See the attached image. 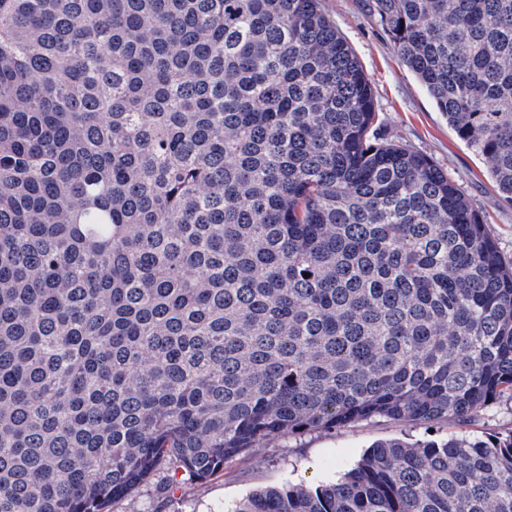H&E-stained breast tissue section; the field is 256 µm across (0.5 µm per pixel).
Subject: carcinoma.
Instances as JSON below:
<instances>
[{"label": "carcinoma", "instance_id": "cac0c4a2", "mask_svg": "<svg viewBox=\"0 0 512 512\" xmlns=\"http://www.w3.org/2000/svg\"><path fill=\"white\" fill-rule=\"evenodd\" d=\"M512 201V0H372ZM320 0H0V512L512 400V261ZM232 512H512V428Z\"/></svg>", "mask_w": 512, "mask_h": 512}]
</instances>
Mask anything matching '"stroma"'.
Listing matches in <instances>:
<instances>
[{"mask_svg": "<svg viewBox=\"0 0 512 512\" xmlns=\"http://www.w3.org/2000/svg\"><path fill=\"white\" fill-rule=\"evenodd\" d=\"M322 7L370 79L383 133L432 158L484 216L501 255L512 260V205L498 195L482 159L449 127L446 116L399 60L366 0H322ZM511 425L512 400L488 406L464 426L440 423L430 428L375 419L326 432L287 435L259 454L240 456L204 481H184L158 470L138 491L111 503L109 510L231 512L256 490L336 481L377 442L440 440L451 434L472 437Z\"/></svg>", "mask_w": 512, "mask_h": 512, "instance_id": "1", "label": "stroma"}]
</instances>
